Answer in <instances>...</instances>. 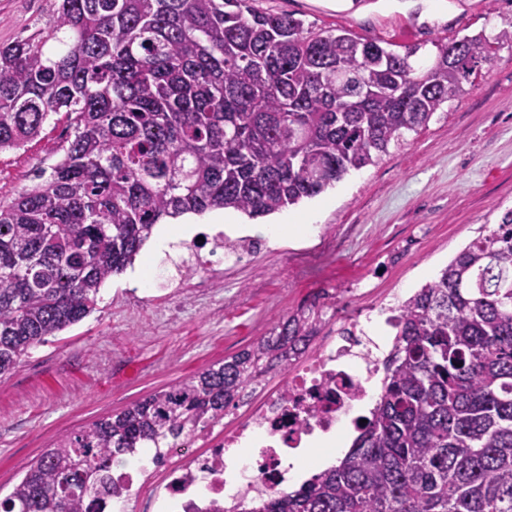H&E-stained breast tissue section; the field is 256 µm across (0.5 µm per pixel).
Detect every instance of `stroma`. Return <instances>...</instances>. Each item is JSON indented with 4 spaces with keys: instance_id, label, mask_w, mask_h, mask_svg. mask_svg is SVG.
<instances>
[{
    "instance_id": "obj_1",
    "label": "stroma",
    "mask_w": 512,
    "mask_h": 512,
    "mask_svg": "<svg viewBox=\"0 0 512 512\" xmlns=\"http://www.w3.org/2000/svg\"><path fill=\"white\" fill-rule=\"evenodd\" d=\"M318 31L345 30L417 44L423 58L466 35L512 30V0H255ZM47 0H0V44L31 34ZM459 99L439 110L373 166L269 216H195L200 231L258 239L260 250L216 268L211 287L180 278L186 248L159 258L145 287L124 275L101 288L89 317L47 337L0 376V494H9L53 443L130 403L185 380L269 335L279 321L313 311L307 354L357 312L404 300L482 227L512 209V44L476 68ZM69 134L51 115L24 147L0 152V199L35 184ZM309 214L305 235L272 228Z\"/></svg>"
}]
</instances>
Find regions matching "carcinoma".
I'll list each match as a JSON object with an SVG mask.
<instances>
[{
  "instance_id": "cac0c4a2",
  "label": "carcinoma",
  "mask_w": 512,
  "mask_h": 512,
  "mask_svg": "<svg viewBox=\"0 0 512 512\" xmlns=\"http://www.w3.org/2000/svg\"><path fill=\"white\" fill-rule=\"evenodd\" d=\"M494 38L418 65L253 0H54L0 45V151L63 112L41 182L0 202V375L82 321L166 218L266 217L375 164L459 98ZM382 389L336 465L241 512H512V210L403 300ZM294 314L268 336L47 449L0 512H88L112 463L226 409L307 345Z\"/></svg>"
}]
</instances>
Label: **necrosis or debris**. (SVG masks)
<instances>
[{
  "instance_id": "4bbe7bcc",
  "label": "necrosis or debris",
  "mask_w": 512,
  "mask_h": 512,
  "mask_svg": "<svg viewBox=\"0 0 512 512\" xmlns=\"http://www.w3.org/2000/svg\"><path fill=\"white\" fill-rule=\"evenodd\" d=\"M250 240L225 241L216 234L209 247H189L190 277L210 287L213 266L240 258ZM383 360L374 354L360 322L344 325L338 336L301 366L291 370L287 393L266 397L256 411L234 425L198 427L169 444L157 464L160 482L148 465L138 463L112 472V492L95 504L97 512H137L131 503L135 486L152 484L147 512H239L248 497L286 490L289 458L307 448L317 434L335 432L371 399Z\"/></svg>"
}]
</instances>
